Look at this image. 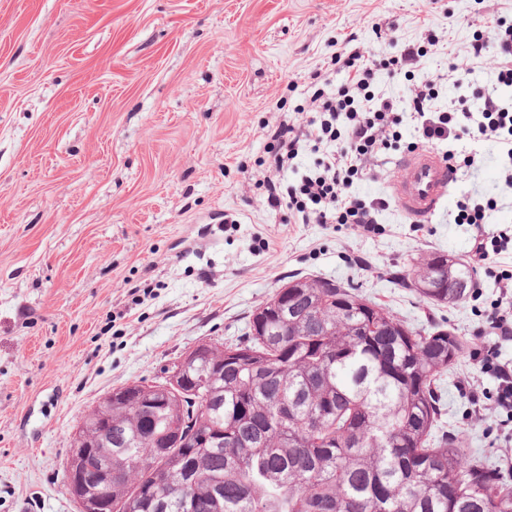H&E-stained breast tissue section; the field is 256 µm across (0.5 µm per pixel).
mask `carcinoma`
<instances>
[{"instance_id":"cac0c4a2","label":"carcinoma","mask_w":512,"mask_h":512,"mask_svg":"<svg viewBox=\"0 0 512 512\" xmlns=\"http://www.w3.org/2000/svg\"><path fill=\"white\" fill-rule=\"evenodd\" d=\"M456 255L415 264L429 304L465 299ZM185 383L143 410L97 402L112 444V512H512V483L457 434L434 439L440 380L473 343L415 328L350 283L297 276L258 306L245 337L207 342Z\"/></svg>"}]
</instances>
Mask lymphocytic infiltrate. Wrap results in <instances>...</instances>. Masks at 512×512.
Listing matches in <instances>:
<instances>
[{"label":"lymphocytic infiltrate","instance_id":"lymphocytic-infiltrate-1","mask_svg":"<svg viewBox=\"0 0 512 512\" xmlns=\"http://www.w3.org/2000/svg\"><path fill=\"white\" fill-rule=\"evenodd\" d=\"M484 25L493 32L495 42L490 45L483 38H474L469 57L475 61L494 53L493 90L484 94L481 106L475 109L467 95L471 71L456 63L449 64L446 73L408 84L402 99L372 91L377 70L396 75L427 56L439 43L432 31H425L422 41L405 44L398 55L387 59L375 58L360 48L355 37H346L334 57L346 74L345 83L322 89L321 72H313L311 80L318 88L307 102L305 117L281 121L268 132L277 153L276 165L255 175L266 187L268 207L287 208L289 219L297 224H346L360 234L377 232V216L388 208V201L356 197L351 188L373 159L398 142L397 127L405 112L413 123L416 143L444 147L447 159L455 165L469 167L475 162L474 156L458 151L456 143L461 136L476 144H495L505 181L512 185V97L502 95L503 90H512V28L501 25L493 13L486 16ZM449 80L460 94L446 103L438 88ZM308 150L322 153L315 167L297 181L285 179V170ZM456 209L455 223L478 227L473 257L494 277L508 300L507 305H494L486 326L498 339L512 340V270L499 268L497 262L498 255L512 247V232L483 231L493 201L465 196Z\"/></svg>","mask_w":512,"mask_h":512}]
</instances>
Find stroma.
I'll use <instances>...</instances> for the list:
<instances>
[{"label": "stroma", "mask_w": 512, "mask_h": 512, "mask_svg": "<svg viewBox=\"0 0 512 512\" xmlns=\"http://www.w3.org/2000/svg\"><path fill=\"white\" fill-rule=\"evenodd\" d=\"M482 0H0V512H78L63 480L84 411L113 388L153 379L190 347L247 331L295 276L358 285L411 324L440 323L512 362L482 328L499 290L477 270L466 300L433 306L408 288L432 252L472 257L475 227L453 221L463 194L493 199L512 227L496 149L476 150L447 207L425 224L396 208L377 233L292 224L254 172L269 167L265 125L303 104L309 75L357 34L377 58L431 29L447 52L416 79L467 64ZM374 160L351 191L387 197L396 160ZM269 249H261V241ZM494 394L473 359L444 374L441 430L463 454L512 471L502 417L461 384Z\"/></svg>", "instance_id": "1"}]
</instances>
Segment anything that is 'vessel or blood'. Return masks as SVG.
<instances>
[{"instance_id": "1", "label": "vessel or blood", "mask_w": 512, "mask_h": 512, "mask_svg": "<svg viewBox=\"0 0 512 512\" xmlns=\"http://www.w3.org/2000/svg\"><path fill=\"white\" fill-rule=\"evenodd\" d=\"M397 168V176L387 185L395 207L411 222H430L458 180L456 167L437 149L419 147L402 157Z\"/></svg>"}]
</instances>
